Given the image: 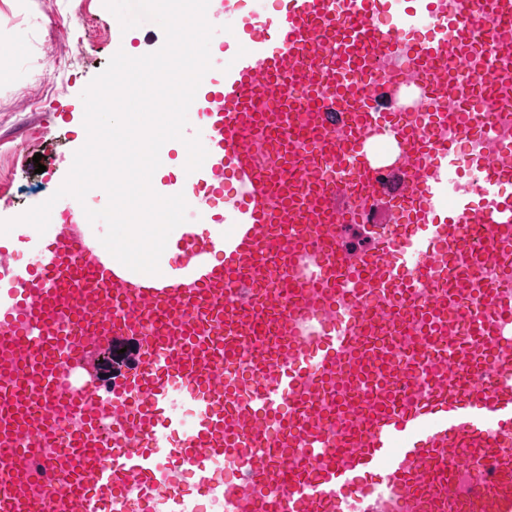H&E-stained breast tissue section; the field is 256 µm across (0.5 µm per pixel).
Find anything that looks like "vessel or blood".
I'll use <instances>...</instances> for the list:
<instances>
[{"instance_id":"b4317fda","label":"vessel or blood","mask_w":512,"mask_h":512,"mask_svg":"<svg viewBox=\"0 0 512 512\" xmlns=\"http://www.w3.org/2000/svg\"><path fill=\"white\" fill-rule=\"evenodd\" d=\"M248 2L176 181H232L230 231L173 280L70 224L0 250V512H512V0ZM426 95L422 81L417 83L404 84L397 87L393 92V98L397 103L394 104L400 112L413 115L414 112H421V108L425 104Z\"/></svg>"}]
</instances>
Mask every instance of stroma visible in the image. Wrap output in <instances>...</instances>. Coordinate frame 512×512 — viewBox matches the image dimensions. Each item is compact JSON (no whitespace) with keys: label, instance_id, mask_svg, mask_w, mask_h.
Here are the masks:
<instances>
[{"label":"stroma","instance_id":"1","mask_svg":"<svg viewBox=\"0 0 512 512\" xmlns=\"http://www.w3.org/2000/svg\"><path fill=\"white\" fill-rule=\"evenodd\" d=\"M51 13L80 14L81 38L60 40ZM117 47L103 0H0V220L46 201L67 174L87 138L81 94Z\"/></svg>","mask_w":512,"mask_h":512}]
</instances>
